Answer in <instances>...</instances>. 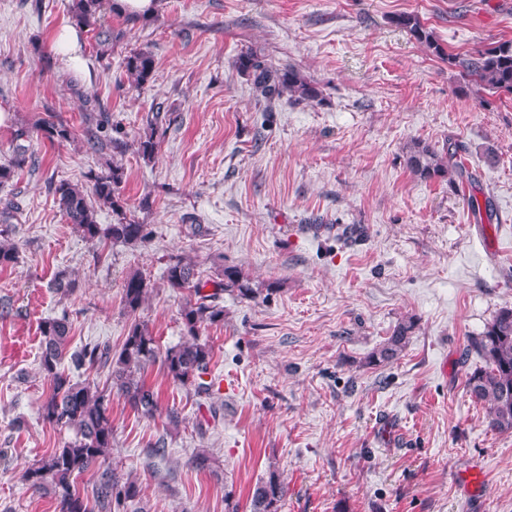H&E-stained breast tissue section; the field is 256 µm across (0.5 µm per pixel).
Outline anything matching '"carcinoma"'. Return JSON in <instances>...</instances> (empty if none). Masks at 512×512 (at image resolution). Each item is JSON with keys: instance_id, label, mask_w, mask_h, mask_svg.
<instances>
[{"instance_id": "1", "label": "carcinoma", "mask_w": 512, "mask_h": 512, "mask_svg": "<svg viewBox=\"0 0 512 512\" xmlns=\"http://www.w3.org/2000/svg\"><path fill=\"white\" fill-rule=\"evenodd\" d=\"M105 0H71L72 22L91 34L98 60L109 59L114 48L124 41L127 31L101 23ZM395 23L405 29L414 40L439 56L444 49L433 32L414 14H400ZM448 63L461 68L469 81L492 92L512 93V40L477 50L467 58L448 55ZM127 73L136 85L149 83L155 72V59L146 49L132 50L125 56ZM234 67L242 74L253 75V86L267 101L288 92L300 99L313 101L318 89L293 67L271 69L258 60L251 51L240 53ZM147 132L137 140V154L150 162L155 159L161 140L166 136L170 118L163 112L146 117ZM37 131L52 144L59 146L75 139L74 129L54 117L36 125ZM31 137L28 129H19L14 139L19 141L11 159L0 164V186L12 182L26 167L36 168L34 153L20 141ZM112 143L107 136L105 121L88 130L87 144L101 150ZM410 169L424 179L446 178L458 187L470 182L461 161L455 153L443 157L427 145L414 144L408 158ZM125 169L117 162H109L94 175L92 193L67 180L53 183L51 192L55 203L83 238L98 242L110 239L125 244L144 243L151 234L150 225L127 216L126 201L120 195ZM107 206L118 217L115 224L103 229L97 222L95 204ZM19 207L14 199L0 197V224L10 226L17 220ZM0 229V267L16 263L17 246L3 238ZM165 280L167 288L189 299L180 310L184 340L163 349L147 326L139 321L131 323L129 332L118 353H112L108 344L87 343L71 349V322L67 315L43 321L39 326L40 368L51 381L50 392L42 401L40 415L52 428L65 429L73 437L60 448L32 463L23 472V480L36 492H47L56 501V512H127L141 496L138 481L124 477L109 462L112 450L113 428L109 405L112 394L123 397L145 417H154L159 411L158 393L147 385L145 369L160 363L167 376L184 386H191L198 394H208L214 383L205 380L209 375L213 350L200 342L202 329L224 321V307L218 303L224 291L235 292L243 298L256 297L257 290L249 279L235 267H224L219 280H203L195 265L182 258L170 259ZM212 287L213 292L206 291ZM51 288L61 297L73 295L77 282L65 275L54 278ZM152 286L142 274L135 272L124 282L121 304L129 316H134L149 298ZM414 328L411 321L399 323L383 345L371 356V362L389 363L407 346ZM472 348L483 358L485 365L467 376L466 388L470 396L488 406V423L500 433H512V307L501 308L488 323L481 336L471 342ZM86 371L108 370L104 386L88 379L75 381L65 366ZM93 472L91 489L81 491L74 479ZM288 494V484L282 475L271 470L267 478L253 489L249 512H281Z\"/></svg>"}]
</instances>
